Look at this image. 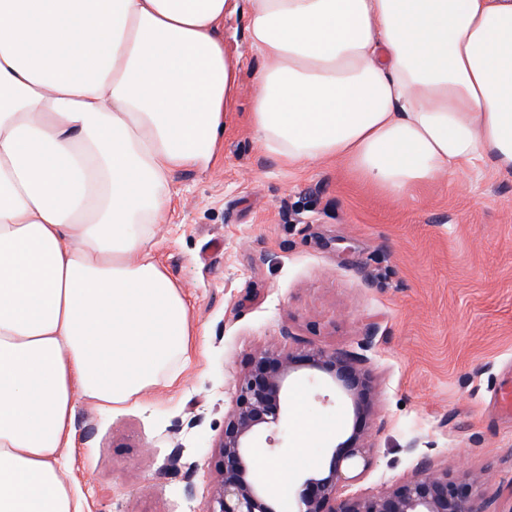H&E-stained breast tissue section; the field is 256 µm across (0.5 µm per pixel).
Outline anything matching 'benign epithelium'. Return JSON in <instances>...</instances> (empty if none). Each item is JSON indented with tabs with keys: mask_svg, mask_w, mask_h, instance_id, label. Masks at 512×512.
Returning <instances> with one entry per match:
<instances>
[{
	"mask_svg": "<svg viewBox=\"0 0 512 512\" xmlns=\"http://www.w3.org/2000/svg\"><path fill=\"white\" fill-rule=\"evenodd\" d=\"M365 362L352 351L318 347L258 352L237 379L234 404L215 443L221 468L208 512H276L268 504L273 491L257 475L254 450L265 444L276 454L274 432L283 422L289 378L302 367L329 374L361 419L370 415L377 391ZM370 450L367 433L353 427L334 447L328 466L303 481L287 512H501L500 494L483 492L486 475L455 473L427 459L417 462L410 477L376 495L342 494L343 483L351 480L347 472L360 460L368 466Z\"/></svg>",
	"mask_w": 512,
	"mask_h": 512,
	"instance_id": "benign-epithelium-1",
	"label": "benign epithelium"
}]
</instances>
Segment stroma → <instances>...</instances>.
Segmentation results:
<instances>
[{"mask_svg":"<svg viewBox=\"0 0 512 512\" xmlns=\"http://www.w3.org/2000/svg\"><path fill=\"white\" fill-rule=\"evenodd\" d=\"M239 87L209 170L173 177L154 251L188 297L202 336L170 385L103 413L77 398L65 480L83 512H207L236 377L262 349L359 351L379 384L372 463L348 494L372 495L418 459L490 470L512 490V182L484 168L395 200L338 162L300 168L263 150L249 125L263 65L243 13L224 18ZM288 381V410L311 418L296 490L356 423L329 379ZM415 451H408L409 441ZM184 466L170 467L174 450Z\"/></svg>","mask_w":512,"mask_h":512,"instance_id":"35a3bbf8","label":"stroma"}]
</instances>
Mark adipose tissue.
Instances as JSON below:
<instances>
[{"mask_svg":"<svg viewBox=\"0 0 512 512\" xmlns=\"http://www.w3.org/2000/svg\"><path fill=\"white\" fill-rule=\"evenodd\" d=\"M241 7L276 159L395 199L512 180V0H0V512H81L75 397L113 413L175 379L194 329L151 229L214 161Z\"/></svg>","mask_w":512,"mask_h":512,"instance_id":"ef3b65f1","label":"adipose tissue"}]
</instances>
